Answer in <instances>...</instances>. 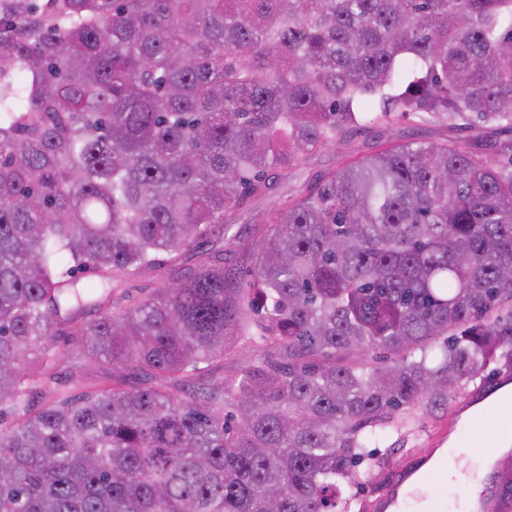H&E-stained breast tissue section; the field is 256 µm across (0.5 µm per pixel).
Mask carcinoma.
<instances>
[{
	"label": "carcinoma",
	"instance_id": "cac0c4a2",
	"mask_svg": "<svg viewBox=\"0 0 512 512\" xmlns=\"http://www.w3.org/2000/svg\"><path fill=\"white\" fill-rule=\"evenodd\" d=\"M400 120L470 140L391 136L230 234ZM491 121L512 0H0V512H365L378 426L512 382ZM66 357L112 383L59 388ZM495 477L508 512L512 455ZM386 137V125L359 128L347 137L344 152L362 155L371 153ZM342 154L336 150L327 149L316 152L309 159L307 165L295 173L293 176L279 186L276 192L267 198L256 202L250 210L239 211L236 214L226 216V224H234V230H244V237L247 242H254L258 239V235H254L250 230L254 225L259 223L258 215L270 210L279 200V198L289 189H299V187L313 176L320 172L335 169L340 165Z\"/></svg>",
	"mask_w": 512,
	"mask_h": 512
}]
</instances>
